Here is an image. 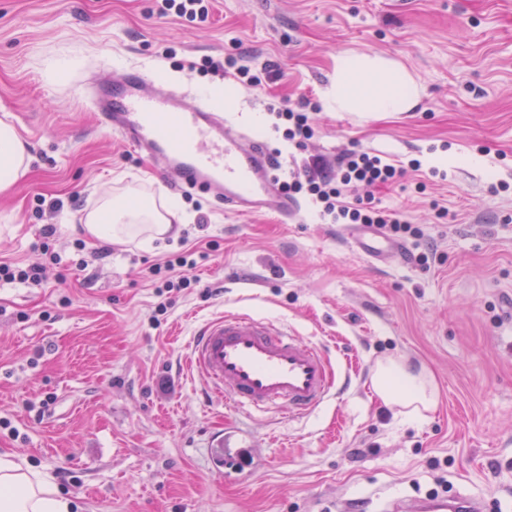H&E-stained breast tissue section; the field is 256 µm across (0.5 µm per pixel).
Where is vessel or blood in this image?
<instances>
[{
  "mask_svg": "<svg viewBox=\"0 0 512 512\" xmlns=\"http://www.w3.org/2000/svg\"><path fill=\"white\" fill-rule=\"evenodd\" d=\"M99 122L126 145L149 153L157 175L178 188H193L223 200L239 213L282 217L296 210L277 182L273 158L259 140L225 123L222 113L203 102L129 68L118 77L88 84ZM349 236L366 256L381 260L399 253V245L350 229ZM189 366L205 379L209 392L232 409L264 411L281 404L303 413L324 402L335 384L327 354L287 330L247 314L220 316L195 334ZM247 441L225 431L208 449L216 474L234 469L233 451ZM395 512H485L471 498L450 495L415 503L396 502Z\"/></svg>",
  "mask_w": 512,
  "mask_h": 512,
  "instance_id": "b4317fda",
  "label": "vessel or blood"
}]
</instances>
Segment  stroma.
Listing matches in <instances>:
<instances>
[{"mask_svg": "<svg viewBox=\"0 0 512 512\" xmlns=\"http://www.w3.org/2000/svg\"><path fill=\"white\" fill-rule=\"evenodd\" d=\"M348 50L401 61L423 87L409 112H316L306 150L405 166L373 194L423 237L388 261L308 204L287 220L165 185L81 93L89 77L143 65L270 145L267 104L321 102ZM230 54L271 78L247 89L201 72ZM4 118L32 160L0 194V262L41 265L44 278L0 281V456L49 475L75 512H383L440 482L512 501V0H213L203 25L156 0H0ZM130 192L178 201L184 222L164 240L88 237L81 216ZM46 224L48 255L34 248ZM187 246L207 257L157 314L146 273ZM234 313L326 350L336 383L323 404L292 420L207 395L190 346ZM390 359L430 374L432 411L413 419L376 395ZM227 428L258 449L221 479L207 452Z\"/></svg>", "mask_w": 512, "mask_h": 512, "instance_id": "obj_1", "label": "stroma"}]
</instances>
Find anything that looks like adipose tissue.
<instances>
[{"label":"adipose tissue","instance_id":"obj_1","mask_svg":"<svg viewBox=\"0 0 512 512\" xmlns=\"http://www.w3.org/2000/svg\"><path fill=\"white\" fill-rule=\"evenodd\" d=\"M422 92L420 83L400 62L373 52H341L322 100L331 112L372 115L410 111ZM29 162L24 140L9 122L0 120V192L8 191L26 174ZM179 209L172 199L157 203L131 193L106 194L81 222L96 239L122 242L144 233L157 239L168 233ZM373 386L379 398L399 402L414 417L437 403L433 382L425 373H413L394 361L379 365ZM72 508V500L46 474L10 456H0V512H71Z\"/></svg>","mask_w":512,"mask_h":512}]
</instances>
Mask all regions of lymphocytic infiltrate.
<instances>
[{
  "instance_id": "obj_1",
  "label": "lymphocytic infiltrate",
  "mask_w": 512,
  "mask_h": 512,
  "mask_svg": "<svg viewBox=\"0 0 512 512\" xmlns=\"http://www.w3.org/2000/svg\"><path fill=\"white\" fill-rule=\"evenodd\" d=\"M316 105L311 100L298 103L282 100L269 103L267 110L273 127L283 141L297 150H304L314 133L311 115ZM404 174L403 168L388 163L380 156L366 151L347 149L337 158L314 157L294 163L281 189L290 197L304 196L315 205L321 217L336 224H373L394 236L416 237L419 229L396 210L381 207L374 197H354L346 200L347 189L359 186L384 187L396 183Z\"/></svg>"
}]
</instances>
